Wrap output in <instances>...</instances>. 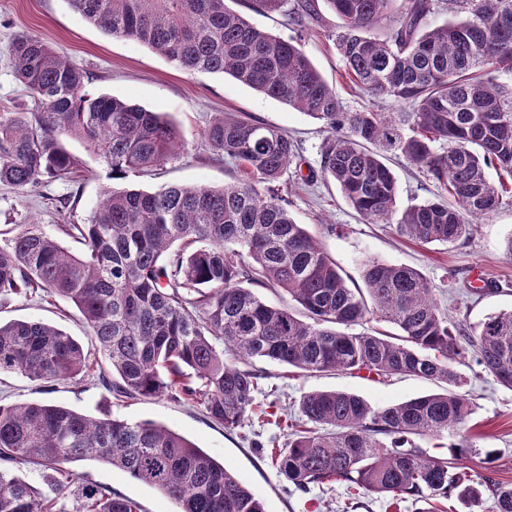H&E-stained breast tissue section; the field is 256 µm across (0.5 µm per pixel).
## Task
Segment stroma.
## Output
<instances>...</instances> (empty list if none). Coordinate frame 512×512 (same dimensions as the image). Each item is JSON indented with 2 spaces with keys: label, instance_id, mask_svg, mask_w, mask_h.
Here are the masks:
<instances>
[{
  "label": "stroma",
  "instance_id": "stroma-1",
  "mask_svg": "<svg viewBox=\"0 0 512 512\" xmlns=\"http://www.w3.org/2000/svg\"><path fill=\"white\" fill-rule=\"evenodd\" d=\"M233 9L254 27L298 41L327 84L335 89L349 110L378 106L395 111L396 102L373 100L352 89L344 75V63L336 51L338 19L320 11L316 20L299 27L284 16H269L234 0ZM45 39L66 60L89 76L87 88L160 112L181 134L174 157L151 172H135L115 181L98 156L83 142L65 139L67 150L82 162L77 183L55 181L25 191L0 184V228L23 230L35 224L60 240L70 251L80 245L64 235L63 225L85 223L107 187L152 191L167 183L221 187L234 182L236 169L230 160L215 155L202 137L206 126L219 113L246 114L285 131L295 142L297 153L281 179V194L297 223L303 224L335 259L350 286L362 287V265L370 258L416 269L433 289L439 307L452 324L468 329L494 312L512 309V256L506 240L512 236V184H507L502 205L493 213L475 219L470 236L452 245H421L398 237L383 224H368L350 207L335 182L324 176L321 151L330 132L323 122L269 98L227 75L187 73L147 45L115 38L73 11L67 0H0V108L18 106L35 111L36 105L16 80L6 51L19 33ZM387 165L399 184V208L434 197L438 188L406 160L388 155ZM70 195L68 204L60 196ZM482 269L486 281L482 295L469 294L474 269ZM41 321L56 326L94 351L89 333L77 309L60 296H12L0 299V321ZM263 371L265 382L277 385L281 402L297 406L301 397L316 390H344L380 408L435 392L434 383L403 376L383 379L375 375L318 373L304 375L263 359L253 360ZM464 378L462 393L473 402L469 421L442 438L441 455L452 453L454 444L471 439L477 453L461 457L468 471L488 475L503 484L512 483V389L498 384L475 363L458 368ZM106 392L96 373L56 384L44 391L41 383L16 372H0V401L8 404L52 402L75 412L96 417L102 408L129 421H152L184 436L224 464L242 483L261 498L267 512H414L412 502L390 506L387 499L366 496L348 484L315 485L308 491L288 484L269 461L261 460L249 432H225L213 424L200 408L167 398L127 399L106 404ZM492 457H485V449ZM79 482L106 486L139 502L144 512H177L176 504L159 490L127 473L99 461L72 464Z\"/></svg>",
  "mask_w": 512,
  "mask_h": 512
}]
</instances>
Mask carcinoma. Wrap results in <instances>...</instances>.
Segmentation results:
<instances>
[{
	"label": "carcinoma",
	"mask_w": 512,
	"mask_h": 512,
	"mask_svg": "<svg viewBox=\"0 0 512 512\" xmlns=\"http://www.w3.org/2000/svg\"><path fill=\"white\" fill-rule=\"evenodd\" d=\"M106 33L138 40L185 72L227 74L320 120L331 132L323 173L368 224H388L419 244H453L472 219L502 201L512 180V0H323L340 20L336 50L360 90L399 104L394 112L345 110L297 42L261 31L226 0H68ZM255 11L313 20L315 0H249ZM455 18L440 24L443 11ZM385 23L382 33L372 30ZM14 74L37 112L0 111V183L26 190L76 181L81 161L63 138L83 141L113 179L155 168L175 155L177 128L130 102L94 95L88 76L43 38L19 34L7 48ZM212 151L240 177L222 188L166 185L154 192L108 189L85 224L62 231L70 253L30 225L0 245V296L42 291L82 314L109 371L98 374L117 401L162 398L201 407L224 431L254 423L262 358L300 373L416 376L444 385L372 407L343 390L302 396L272 465L296 489L347 482L368 496L418 512L454 497L468 512L490 496L512 512V485L455 471L421 450L473 413L454 364L468 352L512 389V310L478 329L452 330L416 270L369 259L364 287L351 288L321 244L296 223L279 181L295 157L287 134L245 116L215 118L203 131ZM399 153L442 193L403 210L386 165ZM495 171L497 180L489 177ZM181 243L183 247L170 252ZM281 289L296 307H274L252 289ZM371 321L398 333L365 330ZM94 363L72 336L37 321L0 323V372L46 387ZM93 459L154 487L179 512H266L264 502L224 465L151 421L130 422L104 407L93 418L50 402L0 403V463L47 471L49 498L0 469V512H52L69 485L64 465ZM88 512H142L97 485L79 489Z\"/></svg>",
	"instance_id": "cac0c4a2"
}]
</instances>
